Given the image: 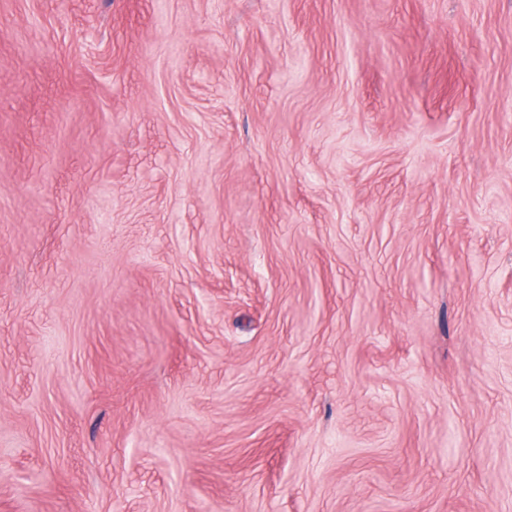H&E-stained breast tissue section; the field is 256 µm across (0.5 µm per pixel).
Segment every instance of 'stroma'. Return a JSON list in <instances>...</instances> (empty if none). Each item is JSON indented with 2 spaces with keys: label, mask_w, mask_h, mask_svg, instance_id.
<instances>
[{
  "label": "stroma",
  "mask_w": 512,
  "mask_h": 512,
  "mask_svg": "<svg viewBox=\"0 0 512 512\" xmlns=\"http://www.w3.org/2000/svg\"><path fill=\"white\" fill-rule=\"evenodd\" d=\"M0 512H512V0H0Z\"/></svg>",
  "instance_id": "stroma-1"
}]
</instances>
